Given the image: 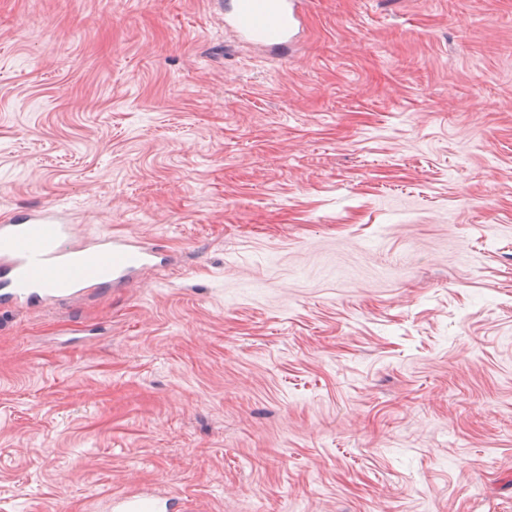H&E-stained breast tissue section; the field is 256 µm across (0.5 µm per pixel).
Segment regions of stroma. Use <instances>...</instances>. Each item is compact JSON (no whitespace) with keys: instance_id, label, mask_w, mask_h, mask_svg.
<instances>
[{"instance_id":"1","label":"stroma","mask_w":512,"mask_h":512,"mask_svg":"<svg viewBox=\"0 0 512 512\" xmlns=\"http://www.w3.org/2000/svg\"><path fill=\"white\" fill-rule=\"evenodd\" d=\"M0 0V220L168 266L0 303V512H512V0ZM224 25L251 44L288 55L302 31L306 0H215ZM159 496L142 489H129L113 494L108 502L109 512H157Z\"/></svg>"}]
</instances>
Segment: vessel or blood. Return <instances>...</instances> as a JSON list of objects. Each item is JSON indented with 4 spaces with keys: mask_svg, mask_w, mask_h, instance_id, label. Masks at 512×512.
Here are the masks:
<instances>
[{
    "mask_svg": "<svg viewBox=\"0 0 512 512\" xmlns=\"http://www.w3.org/2000/svg\"><path fill=\"white\" fill-rule=\"evenodd\" d=\"M306 0H222L225 26L251 44L284 56L302 31ZM70 225L55 210L34 211L0 223V296L21 306L40 298L61 301L92 288L129 282L162 262L160 252L115 235L96 245L69 246ZM156 494L129 489L113 494L108 512H158Z\"/></svg>",
    "mask_w": 512,
    "mask_h": 512,
    "instance_id": "b4317fda",
    "label": "vessel or blood"
}]
</instances>
